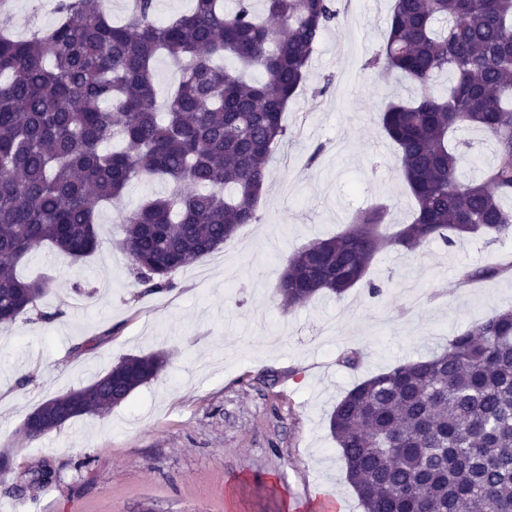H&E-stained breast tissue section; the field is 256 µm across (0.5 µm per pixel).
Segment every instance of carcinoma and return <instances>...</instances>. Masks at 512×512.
Here are the masks:
<instances>
[{
    "label": "carcinoma",
    "instance_id": "cac0c4a2",
    "mask_svg": "<svg viewBox=\"0 0 512 512\" xmlns=\"http://www.w3.org/2000/svg\"><path fill=\"white\" fill-rule=\"evenodd\" d=\"M155 2L129 0L114 25L104 0H55L52 25L0 30V323L53 318L40 307L47 281L17 267L40 244L72 263L92 255L97 206L120 201L134 181L172 185L120 213L119 248L149 292L174 287L178 269L258 221L288 104L338 23L337 0H262L260 12L256 0H235L231 11L224 0H191L162 24ZM160 55L178 71L161 103ZM367 68L399 73L418 91L379 116L416 211L390 237L377 231L385 206L361 211L342 233L293 254L276 285L290 306L342 295L387 246L415 255L437 240L512 239V207L502 204L512 198V0H394ZM441 74L448 87L437 94ZM464 128L491 137L498 154L478 180L461 173L470 142L452 133ZM504 273L481 266L459 280ZM163 366L154 353L121 360L54 397L58 415L44 430L120 405ZM329 429L364 512H512V310L356 384Z\"/></svg>",
    "mask_w": 512,
    "mask_h": 512
}]
</instances>
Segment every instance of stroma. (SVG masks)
<instances>
[{
  "label": "stroma",
  "instance_id": "1",
  "mask_svg": "<svg viewBox=\"0 0 512 512\" xmlns=\"http://www.w3.org/2000/svg\"><path fill=\"white\" fill-rule=\"evenodd\" d=\"M393 0H341L337 38L317 45L290 104L287 144L258 203L227 251L173 275L175 286L144 293L115 243L119 214L98 209L100 246L73 265L41 245L21 276H51L42 301L49 321L0 324V505L28 512H321L326 497L363 512L332 437L331 411L355 384L432 355L471 322L512 309V274L457 285L464 266L512 255V239L434 242L413 256L379 252L367 276L339 297L285 305L276 283L291 254L344 231L352 215L387 204L391 222L416 207L398 176V150L379 114L415 90L403 77L381 84L364 64L383 41ZM317 161H310V154ZM240 266L224 285V258ZM167 351L156 380L104 416H83L38 439L22 424L46 399L90 385L123 358ZM351 350L357 369L343 366ZM50 465L55 479L29 486Z\"/></svg>",
  "mask_w": 512,
  "mask_h": 512
}]
</instances>
